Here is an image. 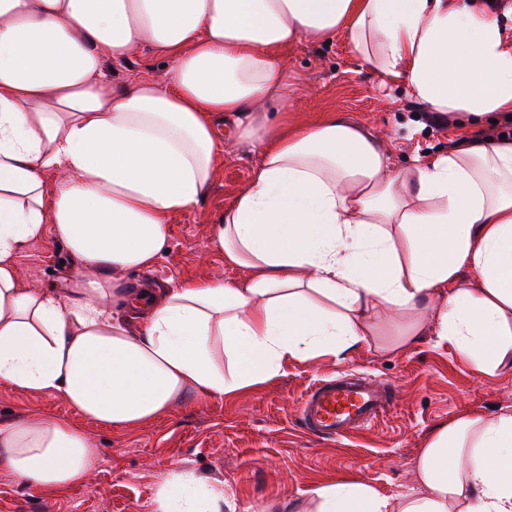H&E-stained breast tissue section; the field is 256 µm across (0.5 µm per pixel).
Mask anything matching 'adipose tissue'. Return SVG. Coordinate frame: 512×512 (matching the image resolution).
Listing matches in <instances>:
<instances>
[{
  "label": "adipose tissue",
  "instance_id": "1",
  "mask_svg": "<svg viewBox=\"0 0 512 512\" xmlns=\"http://www.w3.org/2000/svg\"><path fill=\"white\" fill-rule=\"evenodd\" d=\"M339 35L379 89L475 136L396 168L347 118L274 121L295 89L281 49ZM144 46L164 78L114 83L107 65ZM509 113L512 20L485 0H0V384L130 428L339 359L383 324L391 349L434 336L479 373L511 367L512 138L481 133ZM225 121L256 161L213 241L245 278L129 287L206 196ZM50 226L68 256L52 293L15 263ZM97 454L54 414L0 425V471L25 484L68 487ZM415 482L396 501L347 480L305 495L314 512H512V409L440 426ZM235 507L172 472L151 512Z\"/></svg>",
  "mask_w": 512,
  "mask_h": 512
}]
</instances>
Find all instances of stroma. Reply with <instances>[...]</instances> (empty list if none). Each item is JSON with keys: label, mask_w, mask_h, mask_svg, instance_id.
<instances>
[{"label": "stroma", "mask_w": 512, "mask_h": 512, "mask_svg": "<svg viewBox=\"0 0 512 512\" xmlns=\"http://www.w3.org/2000/svg\"><path fill=\"white\" fill-rule=\"evenodd\" d=\"M297 79L288 103L289 122L313 123L335 112L375 129L390 146L394 166L414 154L436 155L469 137V127L435 125L396 87L381 94L375 77L351 52L344 36L329 44L283 50ZM168 58L138 50L108 65L120 83L163 72ZM255 162L246 152L223 157L210 190L193 210L174 214L167 226V252L149 270L129 274L133 288L218 275L233 283L242 269L229 266L213 243L212 226L225 205L248 184ZM66 252L55 230L18 253L16 262L32 288H59ZM360 371L392 383L395 405L373 427L349 438L310 436L298 418L299 402L314 382ZM512 406V368L478 373L455 349L424 336L393 351L382 338L339 361L289 362L283 374L221 399L188 396L169 413L133 429H115L83 418L59 394L0 385V424L52 412L77 421L98 450L87 478L60 490L28 486L0 472V512H151L156 483L185 469L223 484L244 512H261L274 499L300 501L309 486L347 478L380 493L399 496L415 486L414 463L438 426L464 413L493 416Z\"/></svg>", "instance_id": "stroma-1"}]
</instances>
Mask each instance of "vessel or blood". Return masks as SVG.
<instances>
[{
	"instance_id": "obj_1",
	"label": "vessel or blood",
	"mask_w": 512,
	"mask_h": 512,
	"mask_svg": "<svg viewBox=\"0 0 512 512\" xmlns=\"http://www.w3.org/2000/svg\"><path fill=\"white\" fill-rule=\"evenodd\" d=\"M394 403L391 384L354 373L313 384L299 419L311 434L336 440L370 428Z\"/></svg>"
}]
</instances>
